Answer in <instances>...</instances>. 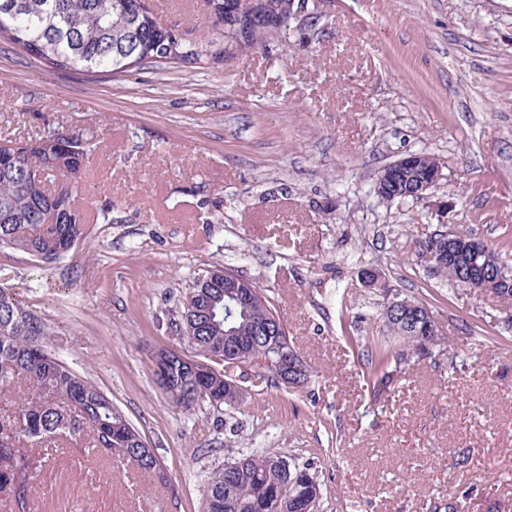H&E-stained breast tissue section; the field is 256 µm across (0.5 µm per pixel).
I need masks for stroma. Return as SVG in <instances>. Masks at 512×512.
Returning <instances> with one entry per match:
<instances>
[{
  "label": "stroma",
  "mask_w": 512,
  "mask_h": 512,
  "mask_svg": "<svg viewBox=\"0 0 512 512\" xmlns=\"http://www.w3.org/2000/svg\"><path fill=\"white\" fill-rule=\"evenodd\" d=\"M148 3L179 31L208 23V0ZM290 26L208 68L115 76L0 41V139L83 133L74 202L112 207L57 262L0 253V288L169 478L82 439L35 448L31 512H204L208 474L253 449L311 463L318 512H448L469 488L466 512H512V298L453 286L418 253L456 231L512 263V0H320ZM411 152L437 157L442 179L379 201V172ZM225 264L266 290L311 381L291 392L238 368L241 404L187 411L155 385L151 354L176 344L181 291ZM387 289L429 302L444 338L376 394L363 358L390 341Z\"/></svg>",
  "instance_id": "obj_1"
}]
</instances>
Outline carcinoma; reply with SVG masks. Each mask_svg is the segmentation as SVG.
<instances>
[{
	"instance_id": "cac0c4a2",
	"label": "carcinoma",
	"mask_w": 512,
	"mask_h": 512,
	"mask_svg": "<svg viewBox=\"0 0 512 512\" xmlns=\"http://www.w3.org/2000/svg\"><path fill=\"white\" fill-rule=\"evenodd\" d=\"M214 20L201 37L188 39L167 27L145 0H0V40H8L58 69L87 73L126 72L146 64L203 67L224 61L227 51L239 54L262 44L272 33L284 34L299 7L295 0H258L249 14L237 0H210ZM90 147L82 137L70 142L49 130L36 138L5 139L0 145V249L18 250L45 264L71 252L90 233L87 217L71 198L78 189ZM70 177L71 185L56 195L50 184ZM195 277L182 292L175 315L167 323L189 324L192 336L182 343L180 357L224 361L233 368L274 358L265 340L253 335V324L277 320L270 297L257 289L258 305L232 306L228 320L208 314L229 305L224 286L206 288ZM404 348L374 346L365 368L373 385L391 382L388 367L413 355L430 353L435 340L389 329ZM50 332L43 320L26 309L15 294L0 288V391L24 387L21 405L0 423V492L11 496L13 509L31 512L34 459L21 444L89 440L101 455L118 454L165 484L168 476L143 435L95 384L79 375L47 347ZM233 344L241 359H224V345ZM169 363L170 399L190 410L197 405L184 396L204 390L224 397V374H206L184 364ZM241 468L213 470L205 485V512H307L308 502L322 492L312 466L292 460L286 470L271 462L268 452L242 454Z\"/></svg>"
}]
</instances>
